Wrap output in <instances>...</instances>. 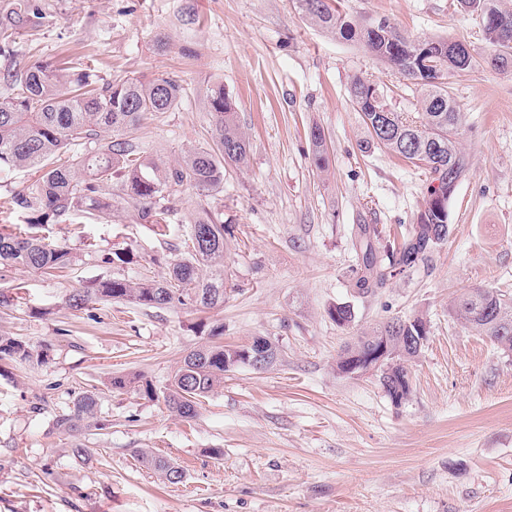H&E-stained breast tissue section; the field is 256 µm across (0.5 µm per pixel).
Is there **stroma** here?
Listing matches in <instances>:
<instances>
[{
	"mask_svg": "<svg viewBox=\"0 0 512 512\" xmlns=\"http://www.w3.org/2000/svg\"><path fill=\"white\" fill-rule=\"evenodd\" d=\"M349 18L388 19L414 38L462 42L478 64L451 76L469 170L450 202L447 239L428 260L369 293L350 288L352 230L400 233L428 196L424 166L374 144L348 86L362 75L397 112L418 95L359 44L323 31L298 0H0V96L30 64L88 63L102 81H177V109L148 116L144 157L173 164L213 139L207 95L223 85L250 141L210 196L233 235L224 305L196 311L95 302L69 295L109 276H164L184 255L201 201L169 202V222L122 206L109 219L78 212L40 228L77 259L44 275L0 273V334L47 352L31 366L0 361V512H512V353L457 320L468 288L512 295V69L484 65L481 19L457 0H340ZM323 128L327 171L310 164ZM0 172V230L28 233L11 203L33 181ZM125 254L126 263H107ZM350 305L352 327L328 309ZM422 317L428 339L411 366L413 392L394 405L377 376L336 368L357 332ZM223 329V345L274 343L271 368L238 367L191 419L164 396L184 356ZM132 383L112 390L109 380ZM98 398L104 429L74 434L55 420L81 395ZM145 449L184 471L171 484L141 465Z\"/></svg>",
	"mask_w": 512,
	"mask_h": 512,
	"instance_id": "1",
	"label": "stroma"
}]
</instances>
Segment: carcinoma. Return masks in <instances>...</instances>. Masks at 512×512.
<instances>
[{
    "label": "carcinoma",
    "instance_id": "1",
    "mask_svg": "<svg viewBox=\"0 0 512 512\" xmlns=\"http://www.w3.org/2000/svg\"><path fill=\"white\" fill-rule=\"evenodd\" d=\"M311 21L340 38L362 45L391 71L410 82L420 93L415 112H390L387 127L377 130L376 109L385 105L379 85L360 76L348 87L350 101L362 113L372 139L389 153L415 165H424L432 181L417 223L400 242L382 245V231L360 224L352 247L360 264L353 271L351 286L361 291L384 287L388 281L424 262L431 249L449 233L448 205L469 168L460 143L462 112L448 91L447 78L474 65L463 43L445 37L419 39L405 36L387 20L356 22L328 0H298ZM482 20L484 39L491 46L486 63L501 70L512 67V42L499 40L497 22L512 25V8L503 0H459ZM438 74H426L430 67ZM12 94L0 100V170L34 169L38 178L14 193L12 202L32 214L30 225L58 221L70 212L85 211L106 219L123 204L137 209L146 224H165L170 198L192 188L204 198L224 188V164H244L249 138L237 120V102L222 86L211 89L209 112L215 125L213 144L189 150L175 165L139 156L134 135L145 117L169 112L181 101L183 88L170 78L144 82L128 78L101 83L91 67L49 65L37 62L11 77ZM310 161L319 171L329 168L324 132L310 130ZM119 191H114V183ZM229 226L201 207L192 225L185 256L170 264L167 275L130 279L114 276L99 280L69 298V305L83 309L100 301H125L154 308L182 306L218 308L224 305L226 270L224 255ZM74 261L71 248L52 244L39 235L28 237L0 232V266L47 274ZM457 319L478 329L505 352L512 353V297L486 288L463 292L454 302ZM336 325H350L354 312L337 304L329 309ZM393 319L358 334L337 359L370 353L378 337L390 333ZM420 353L410 349L397 367L394 382L407 395L412 393L409 364ZM241 349L202 345L192 350L172 377L165 402L182 418L196 416L197 407L229 371ZM42 364L46 353L12 336L0 335V359ZM98 399L84 394L73 408L57 417L65 433L84 428H103L97 419ZM139 462L161 479L179 483L183 470L147 450Z\"/></svg>",
    "mask_w": 512,
    "mask_h": 512
}]
</instances>
